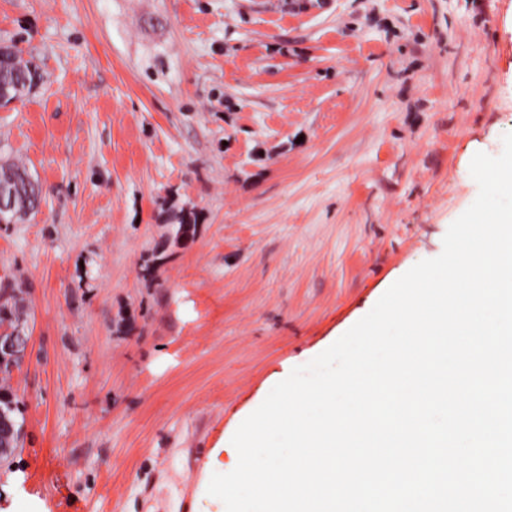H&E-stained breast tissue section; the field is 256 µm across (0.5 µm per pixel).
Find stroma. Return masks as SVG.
Masks as SVG:
<instances>
[{"instance_id":"35a3bbf8","label":"stroma","mask_w":512,"mask_h":512,"mask_svg":"<svg viewBox=\"0 0 512 512\" xmlns=\"http://www.w3.org/2000/svg\"><path fill=\"white\" fill-rule=\"evenodd\" d=\"M510 23L512 0H0L40 75L0 160L43 190L0 224L30 337L0 512H221L242 421L475 201Z\"/></svg>"}]
</instances>
